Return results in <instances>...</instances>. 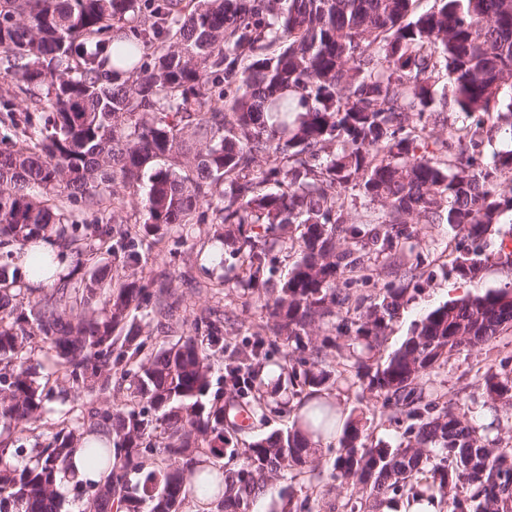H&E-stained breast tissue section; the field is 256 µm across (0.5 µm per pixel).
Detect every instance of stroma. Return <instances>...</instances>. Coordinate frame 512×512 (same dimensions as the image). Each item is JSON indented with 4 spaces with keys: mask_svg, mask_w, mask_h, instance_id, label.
<instances>
[{
    "mask_svg": "<svg viewBox=\"0 0 512 512\" xmlns=\"http://www.w3.org/2000/svg\"><path fill=\"white\" fill-rule=\"evenodd\" d=\"M214 230V225L197 224L187 232L175 228L162 238L142 239L140 271L147 276L165 274L168 285L179 298L163 321L137 316L143 353L154 356L161 349L184 341L191 336L193 321L200 311L210 310L214 318L224 324V350L211 360V394L226 396L231 392L224 381L226 355L247 350L256 340H263L267 363L266 371L261 375L259 394L271 408L264 429L271 432L286 428L291 426L299 405L310 397L312 389L289 385L288 373L282 368L286 348L270 331H258L261 314L250 292L223 287L221 280L225 266L201 260L200 255L208 249ZM510 234L512 222L505 220L494 225L481 248V257L487 264L485 277L480 283L470 284L456 278L451 269L457 249L465 245L462 233L445 224L414 225L412 242L426 257L428 265L417 286L409 289L408 301L390 323L384 343L372 351V359H385L399 348L413 323L434 307L467 295L512 289V268L498 262L500 241ZM330 334V325L318 323L305 341L311 346L323 345L322 368L345 374L343 381L331 385L328 390L341 422H358L369 442L399 443L405 424L390 421L381 407V398L369 391L366 383L355 379L347 358L349 337L340 336L335 345H324V337ZM503 359H512V328L504 331L491 345L473 347L453 355L425 378L424 386L437 393L440 402L452 405L466 418L486 427L489 437L512 443V408L494 407L477 378L479 371ZM31 361L36 367L37 380L49 382L55 391L50 410L43 412L34 424L36 436L43 438L57 431L63 420L83 417L89 406H121L133 398L132 375L114 377L111 391L87 395L77 393L65 372L43 351L33 350ZM335 458V441L315 444L303 473L284 470L272 475L266 486V496L252 499L245 512H264L267 499L277 500L285 495L292 496L297 502L308 501L312 512H336L337 505L347 500L350 492L330 477Z\"/></svg>",
    "mask_w": 512,
    "mask_h": 512,
    "instance_id": "obj_1",
    "label": "stroma"
}]
</instances>
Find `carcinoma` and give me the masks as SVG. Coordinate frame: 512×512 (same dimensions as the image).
Listing matches in <instances>:
<instances>
[{
  "instance_id": "1",
  "label": "carcinoma",
  "mask_w": 512,
  "mask_h": 512,
  "mask_svg": "<svg viewBox=\"0 0 512 512\" xmlns=\"http://www.w3.org/2000/svg\"><path fill=\"white\" fill-rule=\"evenodd\" d=\"M0 0V66L13 96L0 123L12 128L0 150V248L36 239L65 247L73 267L49 292L29 280L62 264L56 251L25 272L0 263V512H62L59 475L81 428L62 427L31 448L23 434L52 400L34 379L30 353L40 343L78 391L104 390L124 352L142 343L132 310L155 318L172 306L170 288L136 271L139 235L172 227L224 226L239 243V265L224 284L250 288L276 337L303 349L309 329L327 321L363 351L379 347L407 302L406 288L348 306L336 290L342 274L369 270L370 255L414 282L425 258L405 261L413 224H448L473 244L512 215V0ZM451 101L473 121L434 139L425 114ZM496 114L510 147L484 155V116ZM166 159L169 166L147 173ZM148 178L140 231L81 224L73 205L105 213L116 186ZM40 190V195L31 189ZM381 207L368 228L349 221L353 192ZM294 250L288 278H275L273 252ZM112 254V265L93 255ZM452 270L470 283L483 260L463 248ZM512 327V292L489 291L429 311L411 336L374 367L356 355L355 376L383 399L395 421L413 420L406 441L369 445L345 425L333 464L340 485L369 492L348 498L349 512H373L370 499L417 497L438 490L448 512H512V445L450 407L438 408L423 380L465 348L491 344ZM195 336L137 365L141 408L89 412L109 446L86 448L87 468L110 469L105 483L77 482L86 512H182L197 480L217 498V512H238L270 473L307 463L312 437L332 427V402L306 405L292 427L243 439L254 428L249 394L263 372L264 344L227 359L236 397L205 400L211 354L224 349L221 321L201 314ZM320 349L290 365L292 378L320 388ZM303 370H297V366ZM490 399L512 404V362L481 375ZM163 426L164 458L144 446ZM242 456L222 475L203 458Z\"/></svg>"
}]
</instances>
